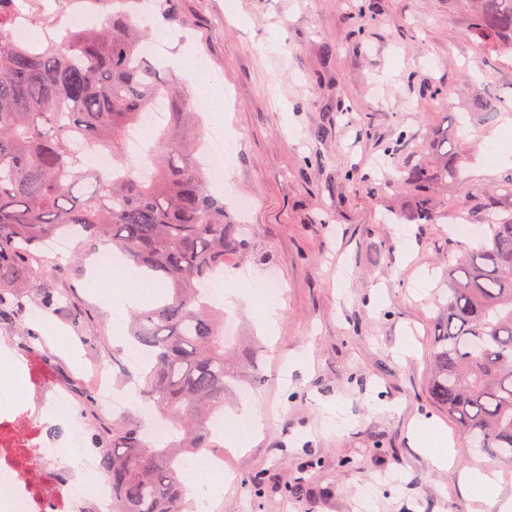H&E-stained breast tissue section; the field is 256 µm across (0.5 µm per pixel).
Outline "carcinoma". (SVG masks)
<instances>
[{"label": "carcinoma", "mask_w": 512, "mask_h": 512, "mask_svg": "<svg viewBox=\"0 0 512 512\" xmlns=\"http://www.w3.org/2000/svg\"><path fill=\"white\" fill-rule=\"evenodd\" d=\"M120 7L93 28L46 47L17 42V0H0V324L24 326L44 243L65 231L90 254L110 248L162 284L161 299L134 312L129 336L150 355L138 394L176 429L162 445L141 421L99 425L91 442L112 485L113 512H188L181 458L214 447L210 419L224 412L231 373L224 310L207 289L240 249L224 199L197 158L198 113L188 89L162 80L141 56L144 30ZM471 34L488 65L512 51V0H482ZM163 95L171 112L148 150V177L93 158L122 156L128 132ZM415 163L400 182L424 193L459 169ZM471 223L485 239L444 273L433 324L428 392L460 438L512 464V210L478 203Z\"/></svg>", "instance_id": "obj_1"}]
</instances>
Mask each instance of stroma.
<instances>
[{"mask_svg": "<svg viewBox=\"0 0 512 512\" xmlns=\"http://www.w3.org/2000/svg\"><path fill=\"white\" fill-rule=\"evenodd\" d=\"M39 2L37 37L74 27L88 8L112 13L111 0ZM475 9L474 0H178L179 21L151 25L167 37L162 77L203 100L200 80L167 62L193 53L224 89L223 193L256 202L244 249L224 257L225 281L270 273L283 287L273 333L244 290L224 309L242 360L224 415L241 413L247 387L265 421L246 448L225 445L213 512H492L460 481L461 470L487 467L512 512V471L467 447L427 388L441 271L483 239L452 228L512 172V155H498L512 134V54L486 66ZM443 133L460 169L419 199L396 172L435 164ZM89 284L88 262H39L32 295L70 288L76 303L26 321L45 339L29 363L45 373L35 390L91 364L120 377L112 351L125 329ZM78 314L92 344L58 348L54 337L77 336ZM409 338L414 353L400 357ZM419 421L452 441L454 468L433 466Z\"/></svg>", "mask_w": 512, "mask_h": 512, "instance_id": "stroma-1", "label": "stroma"}]
</instances>
